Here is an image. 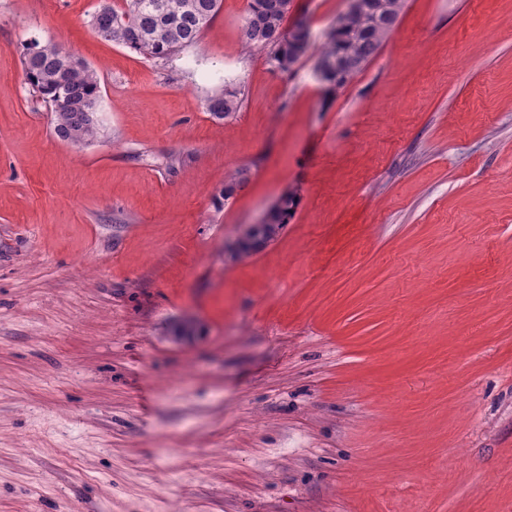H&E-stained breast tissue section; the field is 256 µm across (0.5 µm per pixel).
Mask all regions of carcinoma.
<instances>
[{"label":"carcinoma","mask_w":512,"mask_h":512,"mask_svg":"<svg viewBox=\"0 0 512 512\" xmlns=\"http://www.w3.org/2000/svg\"><path fill=\"white\" fill-rule=\"evenodd\" d=\"M290 0H249L244 24V49L266 55L283 72L300 62L308 51L310 31L302 23L294 41L281 33ZM367 8L340 13L325 33L319 59L335 64L334 94L346 87L377 55L406 8V0H365ZM221 0H123L92 16V29L101 39L125 47L146 59L168 60L195 45L220 10ZM27 83L50 108L55 135L83 147L98 139L101 86L97 72L64 48L34 44L23 57ZM242 106L237 87L217 91L206 99V110L218 120L233 118ZM251 169H236L224 183L229 199L250 180ZM297 192L284 193L271 223L254 233L263 243L273 241L292 217Z\"/></svg>","instance_id":"1"}]
</instances>
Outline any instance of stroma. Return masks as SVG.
<instances>
[{
  "instance_id": "1",
  "label": "stroma",
  "mask_w": 512,
  "mask_h": 512,
  "mask_svg": "<svg viewBox=\"0 0 512 512\" xmlns=\"http://www.w3.org/2000/svg\"><path fill=\"white\" fill-rule=\"evenodd\" d=\"M248 3L161 61L99 0H0V512H512V0H408L334 97L346 0H294L289 73ZM34 41L97 71L98 141L54 134ZM292 0H250L244 24V49L248 53L260 52L266 55L267 62L274 64L281 72H289L292 64H298L308 51L310 31L308 25L295 24V32L288 28L283 36L281 29L288 18L289 3ZM289 40V41H288ZM241 91L237 87L225 88L214 92L206 99V110L214 119L233 118L242 106ZM297 202V192L294 190H287L282 197L279 210L273 215L271 223L264 224L253 234V236L260 238L263 242L262 245L273 241L285 224H288V221L294 213ZM267 225H269V227Z\"/></svg>"
}]
</instances>
